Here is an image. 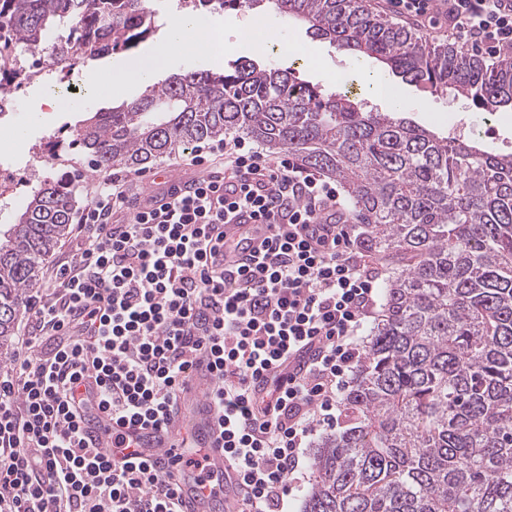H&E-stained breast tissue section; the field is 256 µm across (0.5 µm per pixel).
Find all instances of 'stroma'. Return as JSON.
<instances>
[{
  "label": "stroma",
  "mask_w": 512,
  "mask_h": 512,
  "mask_svg": "<svg viewBox=\"0 0 512 512\" xmlns=\"http://www.w3.org/2000/svg\"><path fill=\"white\" fill-rule=\"evenodd\" d=\"M207 17L223 26L226 38L236 43L237 48L231 55L232 60L253 59L260 65L290 69L301 79L318 84L328 91L349 88L367 108L377 112L383 111V104L370 96L361 87L358 79L361 71L377 69L376 61L356 57L328 41L313 38L304 25L287 20L270 7L258 12L244 6L234 10L217 9L208 12ZM248 28L253 29L255 37L266 35L271 41L287 45L289 55L283 56L270 51L260 57H253L247 40L241 37L242 32ZM80 76L81 71L76 68L62 74L53 73L48 79L41 75L34 77L32 81L12 93L13 110L0 118V127L21 128L25 131L24 138L11 149L23 167L21 179L40 174L70 180L75 186V207L79 210L84 209L93 197L104 175L90 170L81 151L70 147L69 141L76 126L75 120L48 115L37 122L34 121L32 114L42 99L61 94L73 99H82L83 112L96 111L97 102L82 97ZM430 104V111L422 112L413 108L409 110L408 117L418 125L443 135H467L470 123L480 117L479 112L468 100L449 93L431 98ZM53 139L66 141V148L57 158H42L38 151L40 144ZM223 162V157L216 154L209 157L207 164L196 165L192 163L190 155L182 151L175 156L157 160L143 170H122L121 175L127 180V189L131 197L138 200L162 189L161 173L171 172L188 181L206 172L207 168L221 167Z\"/></svg>",
  "instance_id": "obj_1"
}]
</instances>
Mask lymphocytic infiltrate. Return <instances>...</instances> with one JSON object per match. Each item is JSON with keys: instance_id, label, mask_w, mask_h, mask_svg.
<instances>
[{"instance_id": "1", "label": "lymphocytic infiltrate", "mask_w": 512, "mask_h": 512, "mask_svg": "<svg viewBox=\"0 0 512 512\" xmlns=\"http://www.w3.org/2000/svg\"><path fill=\"white\" fill-rule=\"evenodd\" d=\"M445 14L462 46H512L504 0H446ZM215 151L223 170L156 208L106 180L79 217L73 260L29 298L20 347L0 368V512H182L173 483L125 437L106 454L79 421L91 381L116 424L167 422L201 353L240 512H288L311 437L336 422L363 360L380 286L335 182L237 136L195 146L192 160ZM243 213L271 244L228 268L221 227Z\"/></svg>"}]
</instances>
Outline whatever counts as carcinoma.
I'll return each instance as SVG.
<instances>
[{
	"label": "carcinoma",
	"mask_w": 512,
	"mask_h": 512,
	"mask_svg": "<svg viewBox=\"0 0 512 512\" xmlns=\"http://www.w3.org/2000/svg\"><path fill=\"white\" fill-rule=\"evenodd\" d=\"M198 13L271 4L319 39L480 112L512 110V55L490 63L366 6V0H194ZM69 28L62 39L54 32ZM145 0H0V99L30 77L11 48L60 69L136 50L155 32ZM70 145L96 171L142 170L226 134L288 151L347 189L384 308L344 397L346 426L314 454L302 512H512V155L367 110L293 73L244 61L176 74L110 111ZM75 191L38 178L0 239V357Z\"/></svg>",
	"instance_id": "carcinoma-1"
}]
</instances>
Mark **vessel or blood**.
<instances>
[{
	"label": "vessel or blood",
	"instance_id": "b4317fda",
	"mask_svg": "<svg viewBox=\"0 0 512 512\" xmlns=\"http://www.w3.org/2000/svg\"><path fill=\"white\" fill-rule=\"evenodd\" d=\"M246 230L243 224L225 225V264L240 265L262 250V238L247 236ZM213 380L209 359L197 357L190 377L178 395L176 411L164 426H118L97 407V393H90L93 406L87 417L86 434L95 447L107 450L114 449L116 434H124L138 449L141 458L156 467L165 464L168 449L190 446L201 450L208 456L212 479L200 485L179 482L186 512H210L216 506L224 512H232L240 476L222 448L217 413L209 398Z\"/></svg>",
	"mask_w": 512,
	"mask_h": 512
}]
</instances>
